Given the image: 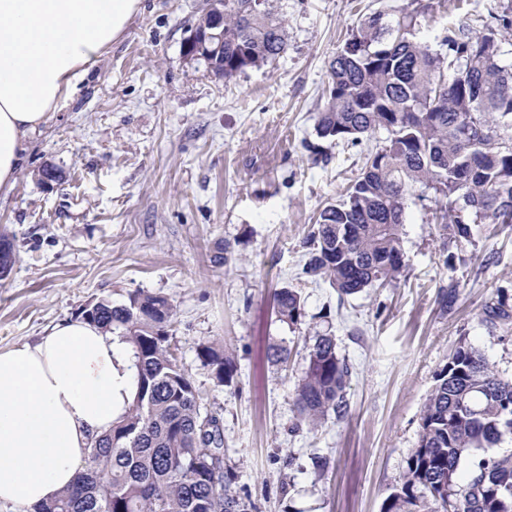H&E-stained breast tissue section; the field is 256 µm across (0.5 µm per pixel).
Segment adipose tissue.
<instances>
[{"label":"adipose tissue","instance_id":"1","mask_svg":"<svg viewBox=\"0 0 512 512\" xmlns=\"http://www.w3.org/2000/svg\"><path fill=\"white\" fill-rule=\"evenodd\" d=\"M139 7L140 0H0V192L13 188L29 134ZM135 390L126 344L83 318L0 350V506L39 512L71 489Z\"/></svg>","mask_w":512,"mask_h":512}]
</instances>
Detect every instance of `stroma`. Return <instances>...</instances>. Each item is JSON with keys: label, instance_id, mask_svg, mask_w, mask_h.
Segmentation results:
<instances>
[{"label": "stroma", "instance_id": "stroma-1", "mask_svg": "<svg viewBox=\"0 0 512 512\" xmlns=\"http://www.w3.org/2000/svg\"><path fill=\"white\" fill-rule=\"evenodd\" d=\"M210 2L142 0L123 37L30 134L16 184L0 194V233L15 252L0 278V349L91 302L164 295L174 354L218 417L225 464L254 512H381L454 349L474 347L512 379V334L482 320L496 293L512 299V224L456 238L436 222L434 197L410 198L405 277L339 297L303 276L302 240L373 143L332 148L319 163L305 144L316 139L327 63L360 19L404 8L431 42L465 13L484 32L512 0H278L287 53L229 82L184 53ZM47 161L63 172L52 187L37 179ZM284 286L302 298L294 326L273 313ZM318 333L335 336L352 375L347 416L312 430L294 391ZM207 342L232 358V382L217 385L199 361ZM277 346L286 361H274Z\"/></svg>", "mask_w": 512, "mask_h": 512}]
</instances>
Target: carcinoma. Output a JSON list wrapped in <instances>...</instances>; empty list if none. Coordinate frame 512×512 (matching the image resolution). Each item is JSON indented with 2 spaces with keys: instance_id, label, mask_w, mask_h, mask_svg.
I'll return each mask as SVG.
<instances>
[{
  "instance_id": "cac0c4a2",
  "label": "carcinoma",
  "mask_w": 512,
  "mask_h": 512,
  "mask_svg": "<svg viewBox=\"0 0 512 512\" xmlns=\"http://www.w3.org/2000/svg\"><path fill=\"white\" fill-rule=\"evenodd\" d=\"M416 15L372 12L328 63L327 104L314 160L331 145L356 146L385 133L363 158L341 199L325 205L304 238L303 273L340 296L398 280L406 264L402 224L409 196L432 189L435 219L468 238L471 225L512 224V65L501 44L512 38V14L497 27L472 34L461 22L438 35L439 49L416 36ZM288 38L275 0H224V71L229 82L286 54ZM279 322L302 316L300 295L274 292ZM483 321L512 332V306L498 294ZM174 308L160 294H132L127 302L88 304L82 317L118 332L136 369L132 403L91 448L89 467L73 488L40 512H252L224 467V441L215 416L203 411L190 376L171 349ZM216 384L235 373L224 348L203 343L197 352ZM295 405L315 429L330 414L348 413L351 368L335 337L319 334L308 346ZM512 435V381L474 348L458 346L436 375L423 407L419 439L400 483L382 512H512V453L494 454ZM470 464L468 477L458 470Z\"/></svg>"
}]
</instances>
